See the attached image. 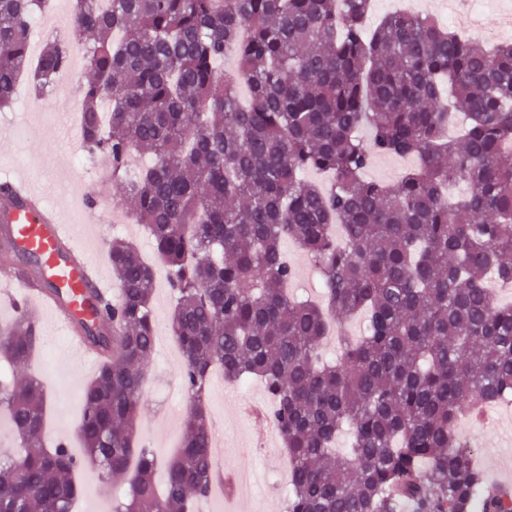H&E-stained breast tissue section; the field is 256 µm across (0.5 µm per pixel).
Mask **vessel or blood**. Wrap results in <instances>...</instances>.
<instances>
[{"label":"vessel or blood","mask_w":512,"mask_h":512,"mask_svg":"<svg viewBox=\"0 0 512 512\" xmlns=\"http://www.w3.org/2000/svg\"><path fill=\"white\" fill-rule=\"evenodd\" d=\"M72 215L46 204L41 193L22 179L0 186V222L10 225L15 246L34 257L57 287L49 293L16 279L10 271L0 272V301L16 309L49 313L64 329L70 330L73 316L90 314L93 306L111 298L92 260L87 242L96 206L80 193ZM72 350L86 357L94 352L78 335L69 341Z\"/></svg>","instance_id":"b4317fda"}]
</instances>
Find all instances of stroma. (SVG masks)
I'll return each mask as SVG.
<instances>
[{
    "mask_svg": "<svg viewBox=\"0 0 512 512\" xmlns=\"http://www.w3.org/2000/svg\"><path fill=\"white\" fill-rule=\"evenodd\" d=\"M72 0H53L51 9L36 19L43 34L60 35L72 53L70 82L43 97H35L29 84H21L11 109L0 112V182L27 177L42 190L48 205L60 208L69 202L73 188H81L97 204L101 219L126 217L124 190L100 171V159L85 156L79 130L66 131L56 125L61 112L80 107L78 88L91 77L77 40L67 28ZM153 311L161 327L145 387L146 418L140 429L144 443L160 459H167L178 448L188 398L180 383L182 359L165 325L172 311V294L166 278L156 281ZM40 322L45 346L38 357L39 368L49 392L47 443L66 441L73 453H80L77 437L81 388L96 371L95 364L82 361L63 341L61 332L48 314ZM244 402L268 405L259 381L248 384L226 382L221 370H214L207 395L211 423L221 424L228 451L224 472L232 474L240 461H247L259 479L243 496L224 489L223 512H286V502L266 477L287 470L288 459L279 436L270 434L265 424L242 415ZM461 431L476 454L489 481L512 479V399L480 426L461 420Z\"/></svg>",
    "mask_w": 512,
    "mask_h": 512,
    "instance_id": "stroma-1",
    "label": "stroma"
}]
</instances>
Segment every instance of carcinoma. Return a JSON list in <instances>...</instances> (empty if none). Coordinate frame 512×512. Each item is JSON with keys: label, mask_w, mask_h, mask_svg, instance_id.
I'll list each match as a JSON object with an SVG mask.
<instances>
[{"label": "carcinoma", "mask_w": 512, "mask_h": 512, "mask_svg": "<svg viewBox=\"0 0 512 512\" xmlns=\"http://www.w3.org/2000/svg\"><path fill=\"white\" fill-rule=\"evenodd\" d=\"M48 0H0V109L28 68ZM372 0H76L92 79L81 134L109 162L175 298L189 417L159 463L137 442L155 347V272L135 246H108L120 299L78 322L99 355L85 385L84 455L42 442L46 394L30 362L33 316L0 321V412L19 455L0 452V512H71L72 473L129 476L112 512H189L217 465L206 413L211 370L257 378L288 456V512H512L458 431L512 396V43L488 50L428 15L393 13L366 33ZM238 69H218L228 49ZM71 56L45 44L32 71L52 91ZM250 90L248 103L238 85ZM366 128V140L359 131ZM135 154L151 165L132 170ZM377 155L418 165L368 180ZM331 175L323 191L304 180ZM459 181L460 199H448ZM290 240L316 267L324 305L290 297ZM361 313L359 341L322 355L329 323ZM351 429L349 449L336 437ZM164 466L165 479L156 483Z\"/></svg>", "instance_id": "carcinoma-1"}]
</instances>
